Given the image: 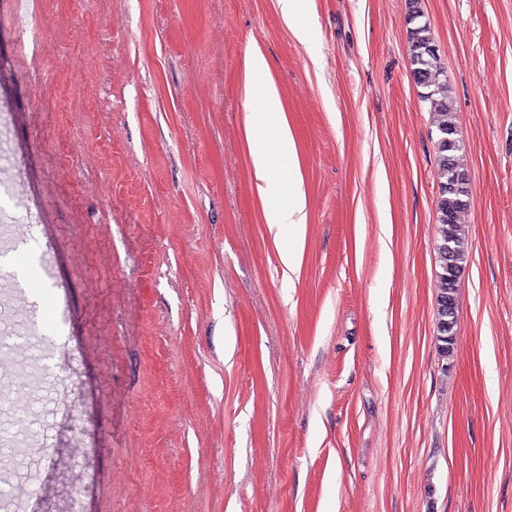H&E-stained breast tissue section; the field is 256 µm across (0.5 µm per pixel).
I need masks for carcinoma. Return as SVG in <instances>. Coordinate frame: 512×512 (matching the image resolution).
Here are the masks:
<instances>
[{
  "instance_id": "carcinoma-1",
  "label": "carcinoma",
  "mask_w": 512,
  "mask_h": 512,
  "mask_svg": "<svg viewBox=\"0 0 512 512\" xmlns=\"http://www.w3.org/2000/svg\"><path fill=\"white\" fill-rule=\"evenodd\" d=\"M409 56L417 84L428 89L423 100L430 104L433 111L448 116L438 125L435 142L437 165L446 178L441 185L437 205L441 229L436 249L440 267L438 332L439 341L447 354L454 340L456 288L467 262V247L458 233L457 217L468 206V175L458 155L462 146L452 117L453 105L448 96L446 70L430 37L427 23L416 26L411 32Z\"/></svg>"
}]
</instances>
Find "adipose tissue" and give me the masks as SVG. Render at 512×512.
Instances as JSON below:
<instances>
[{
  "mask_svg": "<svg viewBox=\"0 0 512 512\" xmlns=\"http://www.w3.org/2000/svg\"><path fill=\"white\" fill-rule=\"evenodd\" d=\"M245 97L253 107L246 115L248 132L255 137L273 130L277 133V152L256 153L253 158V178L260 195L269 205L266 222L276 233H289L301 238L307 222V199L301 176L296 167L281 169L276 156L293 158L294 142L282 111L278 91L269 78V64L258 52L245 59Z\"/></svg>",
  "mask_w": 512,
  "mask_h": 512,
  "instance_id": "1",
  "label": "adipose tissue"
}]
</instances>
